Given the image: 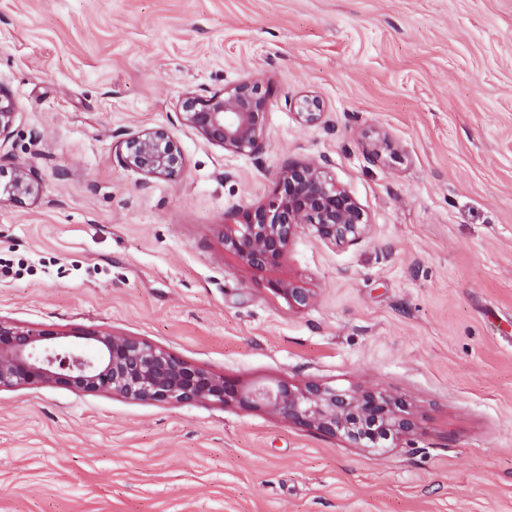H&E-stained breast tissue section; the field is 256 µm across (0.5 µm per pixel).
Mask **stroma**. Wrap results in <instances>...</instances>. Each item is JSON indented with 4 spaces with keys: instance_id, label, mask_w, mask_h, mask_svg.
<instances>
[{
    "instance_id": "obj_1",
    "label": "stroma",
    "mask_w": 512,
    "mask_h": 512,
    "mask_svg": "<svg viewBox=\"0 0 512 512\" xmlns=\"http://www.w3.org/2000/svg\"><path fill=\"white\" fill-rule=\"evenodd\" d=\"M250 78L274 91L257 152L180 123L185 94ZM0 89V168L40 183L0 203V319L245 386L373 388L419 427L354 448L266 410L2 389L0 512H512V0H0ZM159 127L184 167L147 181L116 154ZM307 161L368 228L298 234L296 310L222 235ZM14 105L12 100L0 89V143L8 140L13 133ZM293 108L297 119L305 125L317 124L324 114L322 102L315 95L304 94L296 97Z\"/></svg>"
}]
</instances>
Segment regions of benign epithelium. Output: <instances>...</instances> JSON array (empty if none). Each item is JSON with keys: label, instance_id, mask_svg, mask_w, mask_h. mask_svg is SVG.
Here are the masks:
<instances>
[{"label": "benign epithelium", "instance_id": "7a95c632", "mask_svg": "<svg viewBox=\"0 0 512 512\" xmlns=\"http://www.w3.org/2000/svg\"><path fill=\"white\" fill-rule=\"evenodd\" d=\"M272 91L258 80H245L206 96L186 95L179 108L181 124L207 142L238 153L261 148ZM293 108L305 125L318 123L322 102L316 95L296 97ZM12 100L0 89V142L14 123ZM120 162L144 179L178 173L184 158L178 142L164 129L132 132L122 142ZM32 170L15 168L0 183V202L35 197ZM304 227L320 240L353 244L367 220L351 193L319 163H289L274 176L267 200L246 212L239 224H224V250L245 267L266 276L267 288L295 309L310 305L313 295L299 281L277 275L289 247ZM63 385L79 392L108 390L127 399L185 403L206 400L222 406L267 409L288 421L367 448L380 439L400 440L415 432L404 402L376 389L336 390L317 384L278 382L242 387L212 375L165 349L133 337L107 332L65 334L19 327L0 320V389Z\"/></svg>", "mask_w": 512, "mask_h": 512}]
</instances>
